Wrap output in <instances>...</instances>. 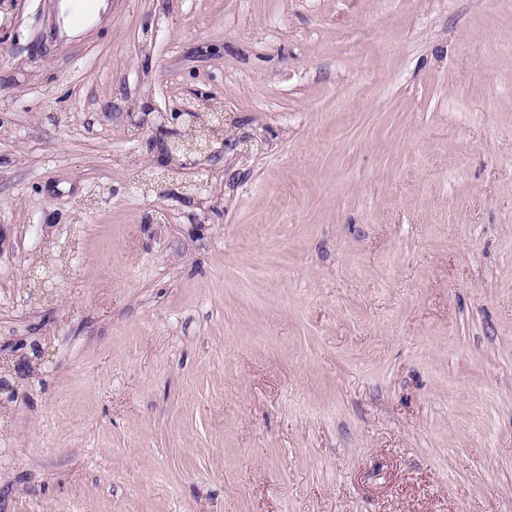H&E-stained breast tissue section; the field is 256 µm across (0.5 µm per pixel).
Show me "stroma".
I'll return each instance as SVG.
<instances>
[{"mask_svg": "<svg viewBox=\"0 0 512 512\" xmlns=\"http://www.w3.org/2000/svg\"><path fill=\"white\" fill-rule=\"evenodd\" d=\"M73 2L0 12V512H512V0ZM205 101L207 100L186 101L169 108L165 112H160L157 130L165 131L168 123H177L180 119H185V124H193L196 120V115L203 116L205 114V111L202 110V105H204L203 102ZM200 139V140H199ZM164 156L162 166L168 167L172 164L179 169H192L196 173L209 171L215 152H212L205 142L199 136L192 134L185 127L179 135L170 138L163 137L157 143Z\"/></svg>", "mask_w": 512, "mask_h": 512, "instance_id": "obj_1", "label": "stroma"}]
</instances>
